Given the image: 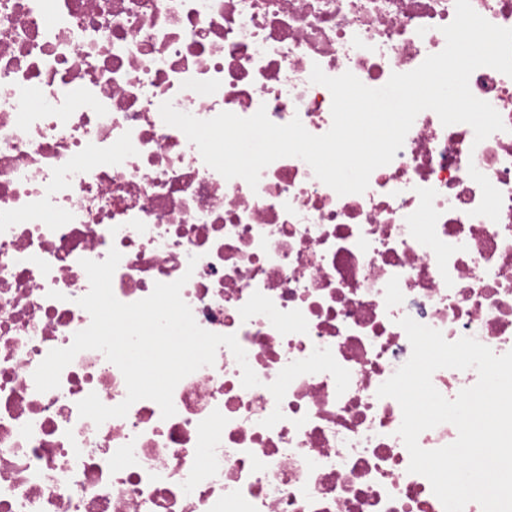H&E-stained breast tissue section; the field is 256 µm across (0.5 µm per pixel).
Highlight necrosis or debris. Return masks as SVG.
Masks as SVG:
<instances>
[{
    "instance_id": "4bbe7bcc",
    "label": "necrosis or debris",
    "mask_w": 512,
    "mask_h": 512,
    "mask_svg": "<svg viewBox=\"0 0 512 512\" xmlns=\"http://www.w3.org/2000/svg\"><path fill=\"white\" fill-rule=\"evenodd\" d=\"M454 17L455 0H0V512H444L377 390L411 356L406 316L512 351V77L469 79L504 130L478 143L422 111L344 196L296 157L254 189L225 179L160 106L263 108L321 135L313 66L382 87L441 52ZM113 248L119 301L184 279L197 324L236 335L260 386L222 346L167 419L147 399L80 417L89 393L127 394L98 350L37 391L47 353L91 322L82 260ZM317 347L349 370L345 393L303 374L275 401L268 383Z\"/></svg>"
}]
</instances>
